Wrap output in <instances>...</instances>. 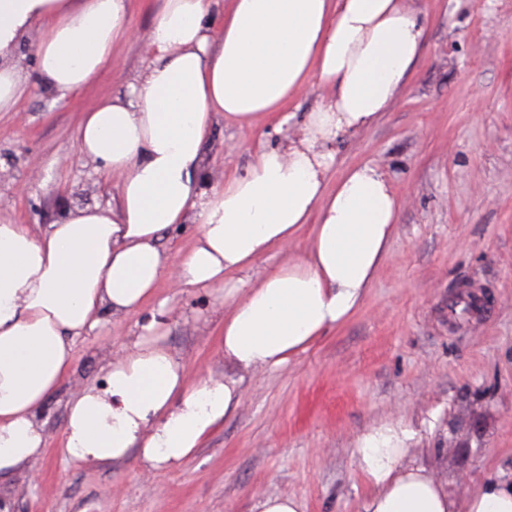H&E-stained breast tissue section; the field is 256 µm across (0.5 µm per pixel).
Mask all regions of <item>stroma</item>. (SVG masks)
<instances>
[{
    "label": "stroma",
    "mask_w": 512,
    "mask_h": 512,
    "mask_svg": "<svg viewBox=\"0 0 512 512\" xmlns=\"http://www.w3.org/2000/svg\"><path fill=\"white\" fill-rule=\"evenodd\" d=\"M162 0H131L136 35L112 65L65 99L36 88L0 112V221L57 223L106 205L112 182L77 148L84 112L145 64L141 38ZM423 53L400 100L340 142L337 166L379 164L403 202L389 256L346 323L278 369L243 375L239 407L180 466L135 460L78 465L60 447L66 402L102 384L109 353L156 323L191 376L224 375V295L160 285L139 311L80 341L72 372L46 402L43 455L0 484L14 512H252L256 495H290L305 512H356L367 486L352 448L383 423L413 434L408 464L454 495L512 470V0H415ZM261 137L220 122L207 171L243 172ZM487 293L448 323V303Z\"/></svg>",
    "instance_id": "35a3bbf8"
}]
</instances>
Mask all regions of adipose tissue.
Here are the masks:
<instances>
[{"label":"adipose tissue","mask_w":512,"mask_h":512,"mask_svg":"<svg viewBox=\"0 0 512 512\" xmlns=\"http://www.w3.org/2000/svg\"><path fill=\"white\" fill-rule=\"evenodd\" d=\"M163 0L143 47L146 66L82 118L78 150L117 178L106 206L65 212L46 229L0 223V478L47 446L39 414L72 370L79 340L138 311L161 283L224 293L223 379L190 377L147 325L104 363L103 386L66 403L61 437L74 462L137 458L179 466L240 405L241 373L275 370L361 306L389 253L401 207L372 163L333 176L335 145L394 105L424 48L412 0ZM130 0H0V112L29 86L65 98L112 64L130 36ZM36 73L16 57L34 26ZM331 97L296 135L260 146L240 174L211 184L203 147L217 120L281 133L308 87ZM191 224L186 249L161 242ZM307 235L306 249L288 246ZM287 257L258 279L247 273ZM398 424L360 435L354 464L369 485L357 512H512V475L448 493L404 459Z\"/></svg>","instance_id":"1"}]
</instances>
